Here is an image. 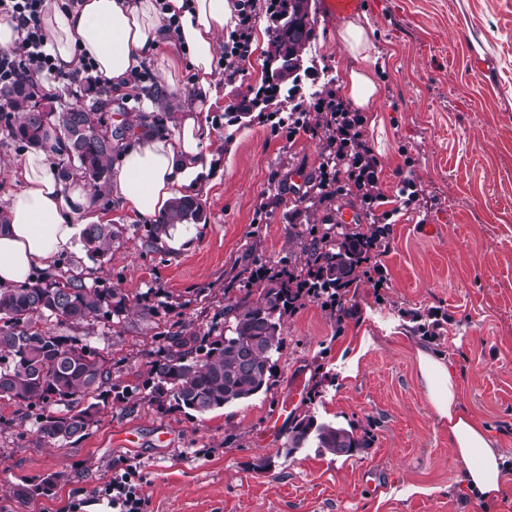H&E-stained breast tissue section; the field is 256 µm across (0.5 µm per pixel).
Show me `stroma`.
I'll list each match as a JSON object with an SVG mask.
<instances>
[{"instance_id":"stroma-1","label":"stroma","mask_w":512,"mask_h":512,"mask_svg":"<svg viewBox=\"0 0 512 512\" xmlns=\"http://www.w3.org/2000/svg\"><path fill=\"white\" fill-rule=\"evenodd\" d=\"M320 2L311 0L310 9L317 84L327 70L342 80L353 63ZM254 12L242 76L224 81V62H215L224 95L206 114L212 162L197 194L207 221L189 226L191 247L144 254L131 238L94 264L99 278L131 294L206 289L204 304L175 310L171 323L210 322L246 247L263 261L297 266L303 256L290 225L322 231L346 209L359 224L370 222L355 195L322 205L303 199L322 136L290 140L246 117L254 89L272 73L274 34L263 0ZM363 13L382 60L381 97L363 115L378 189L395 198L408 170L424 198L387 226L378 258L384 287L361 276L338 320L305 301L285 319L270 391L201 416L160 414L142 400L112 402L81 439L40 448L35 424H14L12 408L0 407V512H72L127 459L143 465V512H512V478L491 502L466 488L415 361L420 347L441 357L457 377L462 407L512 458V0H366ZM470 26L483 32L490 70L472 65L475 49L463 37ZM148 68L157 99L144 94L113 102V110L148 116L152 104L193 101L190 74L179 75L172 92L163 58ZM428 311L438 323L434 340L416 331V314ZM155 331V322L132 313L120 327L96 326L87 341L131 382L147 368ZM299 375L306 394L295 414L354 429L368 447L347 459L315 448L284 453L287 431L270 433L269 420ZM124 432L134 434L133 446L117 443ZM59 471L53 490L28 504L8 492Z\"/></svg>"}]
</instances>
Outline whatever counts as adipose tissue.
Returning a JSON list of instances; mask_svg holds the SVG:
<instances>
[{
  "mask_svg": "<svg viewBox=\"0 0 512 512\" xmlns=\"http://www.w3.org/2000/svg\"><path fill=\"white\" fill-rule=\"evenodd\" d=\"M178 31H169L167 17ZM235 0H84L81 8H60L51 0L43 24L47 47L63 71L92 61L102 78L121 80L156 54H163L167 81L181 68L194 75L196 97L176 126L124 144L112 166L110 197L133 218L151 220L174 198L197 189L212 160L205 147L212 130L204 117L219 97L213 75L217 36L234 28ZM362 18L344 23L336 37L354 60L343 85L349 100L373 111L380 96L378 53ZM12 189L0 207V288H15L61 260H79L75 241L82 226L100 223L104 213L97 193L78 177L62 179L53 156L30 152L11 171ZM418 377L448 440L464 466L466 485L488 500L501 492L507 458L487 428L460 405L458 383L447 364L420 348Z\"/></svg>",
  "mask_w": 512,
  "mask_h": 512,
  "instance_id": "obj_1",
  "label": "adipose tissue"
}]
</instances>
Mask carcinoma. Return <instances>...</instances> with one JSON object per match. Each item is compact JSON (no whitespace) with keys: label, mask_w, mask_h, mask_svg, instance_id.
<instances>
[{"label":"carcinoma","mask_w":512,"mask_h":512,"mask_svg":"<svg viewBox=\"0 0 512 512\" xmlns=\"http://www.w3.org/2000/svg\"><path fill=\"white\" fill-rule=\"evenodd\" d=\"M310 0H288V27H280L270 61L275 63L276 85L265 103L291 105L294 119L305 115V100L298 95L300 76L308 73L302 56L311 43ZM0 130L22 149L47 150L58 158L63 177L78 175L96 190L109 181L112 164L126 141L161 127L162 118L139 124L122 120L112 124L103 108L112 104L101 91H88L85 99L58 112L51 101L41 102L23 81L0 90ZM207 223L201 199L184 195L170 201L150 224L136 225L137 241L145 254L161 251L162 239L174 228ZM337 231L317 234L315 229L291 227L304 256L301 269L267 266L255 259L235 271L224 286L227 304L206 327L190 323L167 324L164 315L174 307L198 301L153 292L130 295L96 278L85 281L67 269L16 288L0 289V401L15 407L21 423L33 420L37 437L45 445L78 440L100 423L101 407L108 400L140 396L157 412L173 408L193 416L226 405L242 403L270 389L272 368L284 345L285 317L314 299L336 313L343 299L364 272L367 247H384L385 228L373 224L365 231L336 225ZM119 224H88L82 232L83 249L90 259H101L124 239ZM237 290L242 296L232 299ZM159 319L152 336L157 359L134 382L112 378V360L78 336H63L39 324L54 320L59 326L83 330L117 326L131 309ZM59 407L56 412L47 408ZM312 444L321 453L349 458L367 447L366 438L354 430L319 422L312 413L296 418L288 429L285 454ZM61 474L54 473L37 485L12 486L21 504L49 493Z\"/></svg>","instance_id":"obj_1"}]
</instances>
